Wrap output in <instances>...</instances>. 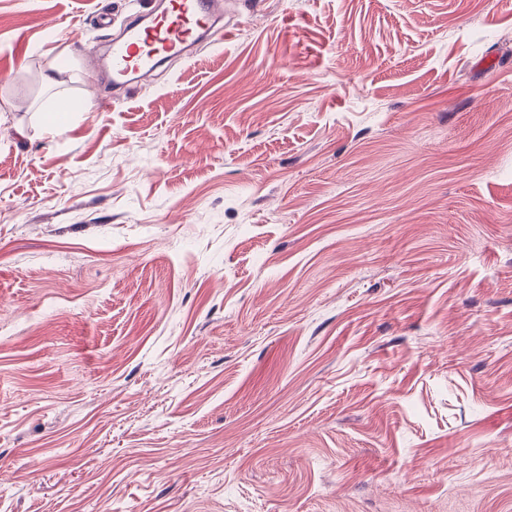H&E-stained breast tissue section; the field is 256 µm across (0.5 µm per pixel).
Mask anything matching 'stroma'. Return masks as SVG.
I'll list each match as a JSON object with an SVG mask.
<instances>
[{
    "instance_id": "35a3bbf8",
    "label": "stroma",
    "mask_w": 512,
    "mask_h": 512,
    "mask_svg": "<svg viewBox=\"0 0 512 512\" xmlns=\"http://www.w3.org/2000/svg\"><path fill=\"white\" fill-rule=\"evenodd\" d=\"M228 4L0 0V512H512V0ZM159 8L146 26H129L113 39L112 82L117 88L146 79L165 59L187 56L201 36L222 44L230 33L218 25L223 0H157Z\"/></svg>"
}]
</instances>
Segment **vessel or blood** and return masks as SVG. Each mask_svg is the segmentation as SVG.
Listing matches in <instances>:
<instances>
[{
    "label": "vessel or blood",
    "instance_id": "obj_1",
    "mask_svg": "<svg viewBox=\"0 0 512 512\" xmlns=\"http://www.w3.org/2000/svg\"><path fill=\"white\" fill-rule=\"evenodd\" d=\"M148 25L129 26L113 39L112 82L121 88L146 79L165 59L187 55L200 37L223 43L228 34L219 25L223 0H157Z\"/></svg>",
    "mask_w": 512,
    "mask_h": 512
}]
</instances>
